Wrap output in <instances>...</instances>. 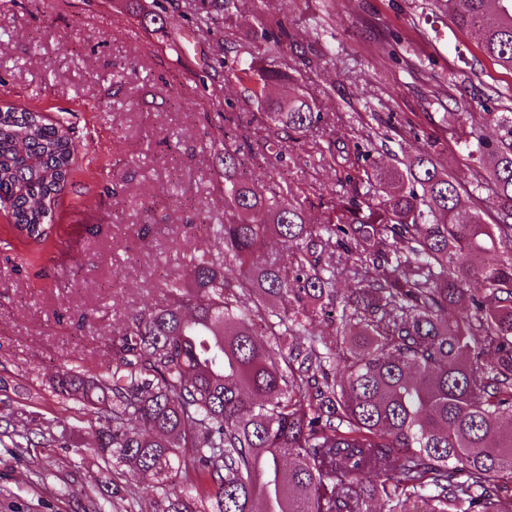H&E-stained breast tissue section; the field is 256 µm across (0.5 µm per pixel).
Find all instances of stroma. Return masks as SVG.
I'll list each match as a JSON object with an SVG mask.
<instances>
[{"mask_svg":"<svg viewBox=\"0 0 512 512\" xmlns=\"http://www.w3.org/2000/svg\"><path fill=\"white\" fill-rule=\"evenodd\" d=\"M194 10L188 0H0V103L65 120L79 142L43 244L20 238L0 202V417L51 419L59 365L104 368L112 335L163 303L165 272L215 249L224 177L208 114L237 113L258 154L252 176L273 179L319 224L321 189L335 180L319 148L357 144L387 163L432 138L467 184L466 136L496 139L486 113L512 110V73L449 23L442 0H236L232 21L207 34ZM272 18L288 29V51L259 37ZM223 43L284 74L272 97L299 91L324 117L276 170L261 158L273 134L260 106L215 59ZM315 56L320 66L305 67ZM458 100L471 117L454 116ZM96 427L78 415L67 447L38 449L50 463L41 486L0 447V512H81L58 490L99 478Z\"/></svg>","mask_w":512,"mask_h":512,"instance_id":"35a3bbf8","label":"stroma"}]
</instances>
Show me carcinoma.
<instances>
[{
    "mask_svg": "<svg viewBox=\"0 0 512 512\" xmlns=\"http://www.w3.org/2000/svg\"><path fill=\"white\" fill-rule=\"evenodd\" d=\"M445 2L512 72V0ZM234 7L200 0L197 25ZM230 72L274 134L321 121L296 92L270 98L280 72L237 56ZM488 116L500 135L464 144L469 189L434 140L385 166L327 147L346 175L323 188V224L248 175L247 140L222 142V249L166 273V303L113 336L106 373L62 365L52 380L99 423L95 454L129 496L149 473L162 512H512V112ZM76 149L65 122L0 110V200L24 238H47ZM271 236L288 266L260 259ZM5 437L22 458L52 442L9 419ZM111 489L91 488L90 512H112Z\"/></svg>",
    "mask_w": 512,
    "mask_h": 512,
    "instance_id": "1",
    "label": "carcinoma"
}]
</instances>
